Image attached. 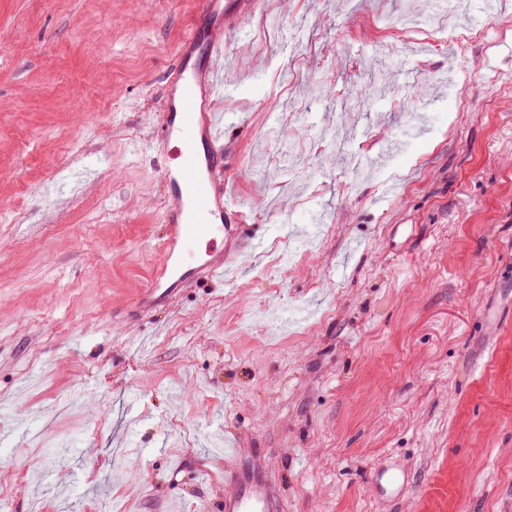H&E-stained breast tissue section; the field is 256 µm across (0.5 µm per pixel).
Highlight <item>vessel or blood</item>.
<instances>
[{"label":"vessel or blood","mask_w":512,"mask_h":512,"mask_svg":"<svg viewBox=\"0 0 512 512\" xmlns=\"http://www.w3.org/2000/svg\"><path fill=\"white\" fill-rule=\"evenodd\" d=\"M236 10L232 0H200L198 27L177 51L157 136L160 145L176 143L177 161L161 173L168 200L165 233L159 243L160 259L135 298L140 311L169 301L198 281L223 274V242L243 230L242 225L224 221V133L218 112L219 69L224 59L221 33L225 17ZM191 246L199 252L189 263L185 255ZM225 465L233 490L224 498V512H275L264 476L237 453ZM373 478L385 495L403 496L408 487L404 472L393 467L376 469Z\"/></svg>","instance_id":"1"}]
</instances>
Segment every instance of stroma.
<instances>
[{
	"mask_svg": "<svg viewBox=\"0 0 512 512\" xmlns=\"http://www.w3.org/2000/svg\"><path fill=\"white\" fill-rule=\"evenodd\" d=\"M473 2L460 44L434 0L241 6L240 273L142 313L197 0H0L1 512H223L228 440L279 512H512V0ZM377 490L384 495L401 497L405 494L408 481L403 471L396 468H379L373 473Z\"/></svg>",
	"mask_w": 512,
	"mask_h": 512,
	"instance_id": "1",
	"label": "stroma"
}]
</instances>
